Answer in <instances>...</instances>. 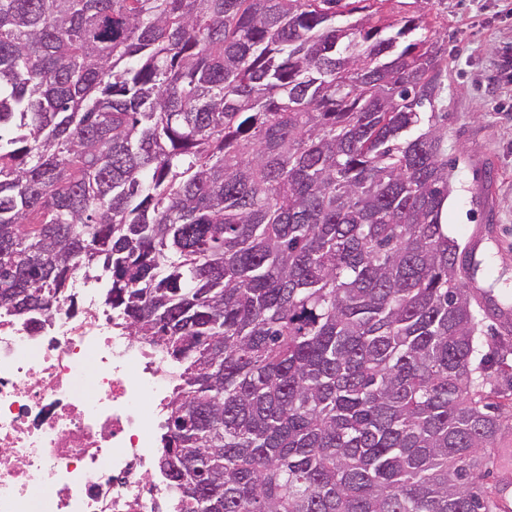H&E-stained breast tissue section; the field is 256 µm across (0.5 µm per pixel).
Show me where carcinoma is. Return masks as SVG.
<instances>
[{
	"label": "carcinoma",
	"instance_id": "1",
	"mask_svg": "<svg viewBox=\"0 0 512 512\" xmlns=\"http://www.w3.org/2000/svg\"><path fill=\"white\" fill-rule=\"evenodd\" d=\"M388 0H0V309L71 272L177 368V512H499L446 38Z\"/></svg>",
	"mask_w": 512,
	"mask_h": 512
}]
</instances>
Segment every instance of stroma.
I'll return each instance as SVG.
<instances>
[{
	"instance_id": "1",
	"label": "stroma",
	"mask_w": 512,
	"mask_h": 512,
	"mask_svg": "<svg viewBox=\"0 0 512 512\" xmlns=\"http://www.w3.org/2000/svg\"><path fill=\"white\" fill-rule=\"evenodd\" d=\"M390 17L424 15L448 36L437 105L448 115L453 192L448 231L493 262L476 285L512 309V0H392Z\"/></svg>"
}]
</instances>
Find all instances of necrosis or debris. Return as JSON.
<instances>
[{"instance_id": "necrosis-or-debris-1", "label": "necrosis or debris", "mask_w": 512, "mask_h": 512, "mask_svg": "<svg viewBox=\"0 0 512 512\" xmlns=\"http://www.w3.org/2000/svg\"><path fill=\"white\" fill-rule=\"evenodd\" d=\"M48 319L0 312V512H173L156 465L168 365L75 269Z\"/></svg>"}]
</instances>
